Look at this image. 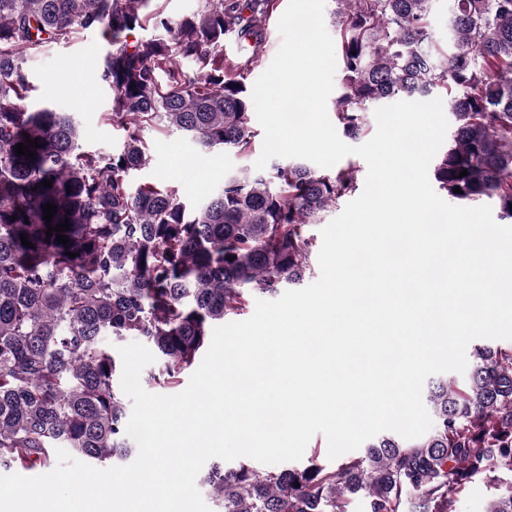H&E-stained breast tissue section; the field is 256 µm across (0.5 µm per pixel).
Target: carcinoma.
Returning a JSON list of instances; mask_svg holds the SVG:
<instances>
[{
	"label": "carcinoma",
	"mask_w": 512,
	"mask_h": 512,
	"mask_svg": "<svg viewBox=\"0 0 512 512\" xmlns=\"http://www.w3.org/2000/svg\"><path fill=\"white\" fill-rule=\"evenodd\" d=\"M152 0H0V472L50 466L59 449L118 466L137 448L126 434L122 360L107 339H138L160 364L141 380L174 390L216 325L311 271L305 227L359 187V169L298 160L241 166L195 207L173 183L130 178L150 161L141 132L182 131L208 151L246 160L259 136L247 75L262 62V23L279 0H206L171 21ZM336 127L370 131L378 102L448 95L453 131L432 159L451 203L488 199L512 221V0H454L451 42L435 51L433 0H335ZM154 27L150 39H130ZM98 30L112 50L100 73L107 121L125 132L112 151H86L68 112L34 110L26 58ZM233 37L241 54L224 56ZM195 65L190 72L181 61ZM38 139L35 159L17 144ZM468 175L460 176L461 171ZM52 187L43 186V180ZM460 192H454V188ZM65 220L68 244L46 237ZM17 219H12V216ZM29 223H24V220ZM26 235L34 247L22 245ZM75 254L71 258L68 253ZM432 427L385 433L333 467L313 450L303 466L258 471L214 462L203 482L217 512H455L479 476L487 512H512V346L480 347L459 384L432 382Z\"/></svg>",
	"instance_id": "obj_1"
}]
</instances>
